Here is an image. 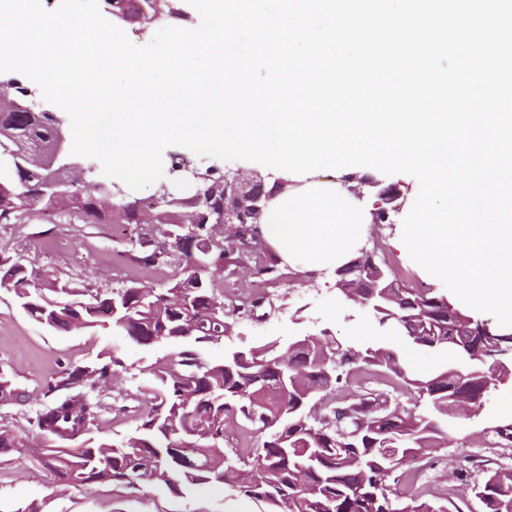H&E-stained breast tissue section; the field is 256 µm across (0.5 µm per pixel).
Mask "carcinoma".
<instances>
[{
  "instance_id": "1",
  "label": "carcinoma",
  "mask_w": 512,
  "mask_h": 512,
  "mask_svg": "<svg viewBox=\"0 0 512 512\" xmlns=\"http://www.w3.org/2000/svg\"><path fill=\"white\" fill-rule=\"evenodd\" d=\"M55 121L44 112L0 107V224H14L42 210L82 219L86 224H134L139 204L124 200L125 218L113 217L101 204L103 180L92 189L76 185L63 163L48 156ZM49 181L60 192L55 200L29 197L32 188ZM189 204L166 208L158 236L139 243L130 260L144 268L164 263L186 267L158 287L133 282L109 292L51 288L52 295L28 292L32 274L0 258V286L17 292L22 309L50 329L68 333L72 322L125 337L131 344L169 351L139 372L152 376L140 390L137 424L126 437L98 436L101 405L85 388L107 384L123 361L105 352L92 362L62 364L43 390L46 402L32 425L45 438L33 458L53 477V485L110 484L130 492L146 483L174 494L224 483V471L235 470L233 488L264 503L267 512H447L445 506L397 489L412 482L407 466L448 444V426L434 413L462 391L483 396L512 385V361L485 365L484 351L507 346L512 331L495 320L474 317L443 293L413 288L400 274L371 255L364 262L363 292L378 329L402 336L417 348L451 356L452 362L424 375L410 374L396 349L372 344L344 346L323 333L279 348H252L233 369L225 361L206 360L185 347L189 341L214 344L226 326L240 319L266 318L270 300L241 302L213 282L196 275L181 249V235L195 229L211 246L212 269L227 275L245 266L262 281L284 278L282 258L260 242L259 228L240 218L214 233L206 224H185ZM471 321L473 335L465 346L449 331L460 316ZM359 371L397 379L416 401L429 408L413 411L399 396L368 388L345 394L343 383ZM16 382L0 371V397L22 398ZM193 427L205 438L191 448L178 443ZM246 429L260 443L243 451L230 445L229 429ZM492 432L512 444V418H501ZM14 430L0 425V449L25 448ZM480 475L472 491L484 512H512V468L486 460H467L455 469L461 483Z\"/></svg>"
}]
</instances>
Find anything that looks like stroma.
Wrapping results in <instances>:
<instances>
[{"label": "stroma", "instance_id": "35a3bbf8", "mask_svg": "<svg viewBox=\"0 0 512 512\" xmlns=\"http://www.w3.org/2000/svg\"><path fill=\"white\" fill-rule=\"evenodd\" d=\"M371 178L380 186H396L400 208L390 221L368 225L361 242L384 257L391 268L402 271L410 282L443 291L442 282L426 275L399 246L404 217L418 192V182L405 174L386 175L374 170ZM144 224H87L73 220L51 223L36 215L18 224H0V255L21 258L34 270H46L58 284L103 291L118 282L137 280L157 285L174 275L172 266L142 270L128 264L124 256L138 247L147 232ZM286 280L275 283L270 296L272 309L260 322L238 321L230 336L219 344L204 345L201 355L219 360L234 351H246L268 343L282 345L303 336L329 332L337 341L355 348L371 342L393 346L409 366L422 372L437 364V357L414 348L394 336H382L365 307L344 300L336 290L334 269L309 273L293 258L285 259ZM106 351L118 353L126 363L117 370L100 393L104 431L117 439L129 434L136 422L131 411L123 410L122 397L137 394L146 382L137 370L162 356V348L144 349L124 337L85 329L59 334L33 321L20 307L14 292L0 287V370L21 386L27 402L0 403V425L15 430L29 444L39 438L30 424L43 401L41 387L50 381L60 363L82 364ZM512 416V391L502 389L478 406H468L454 421L451 440L441 449L436 463L422 479V498L441 500L444 489H452L451 500L461 512H482L483 506L470 487L451 476L463 456L512 467V447L497 444L491 428L497 419ZM53 495L50 512H261L259 503L224 485H207L185 496L165 489L143 486L134 494L109 485L60 487L50 491V477L27 454L0 450V512H11L20 501L41 500Z\"/></svg>", "mask_w": 512, "mask_h": 512}]
</instances>
